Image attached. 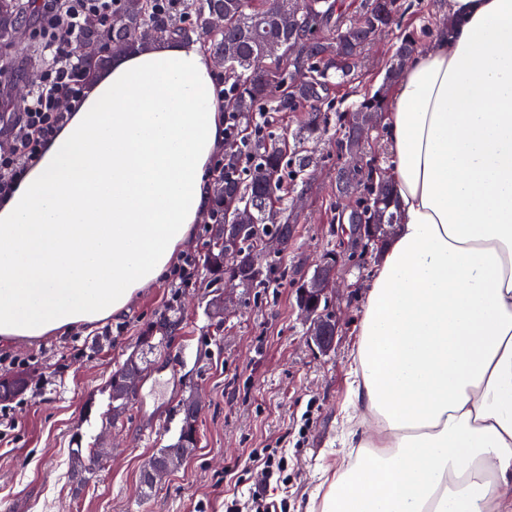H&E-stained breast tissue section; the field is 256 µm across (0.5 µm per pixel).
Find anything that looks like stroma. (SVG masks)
I'll use <instances>...</instances> for the list:
<instances>
[{
  "instance_id": "stroma-1",
  "label": "stroma",
  "mask_w": 512,
  "mask_h": 512,
  "mask_svg": "<svg viewBox=\"0 0 512 512\" xmlns=\"http://www.w3.org/2000/svg\"><path fill=\"white\" fill-rule=\"evenodd\" d=\"M35 25L24 20L23 36L0 67V113L12 109L10 89L31 86L39 70L29 55ZM330 141L322 134L306 138L303 148L315 165L304 181L284 185L285 200L303 201L288 211L293 235L279 259L301 274L326 253L339 254L342 280L329 300L342 320L334 347L322 353L308 343L295 282L276 273L263 287L237 289V310L220 329L206 312L212 295L206 276L186 287L167 274L143 288L121 318L62 336L0 341V374L35 379L11 402L13 423L0 432V512H225L234 502L248 507L256 491L283 512H308L323 471L342 460L340 410L377 260L373 251L359 262L341 250L335 209L341 161ZM173 308L181 315L178 329L152 355L133 404L117 426L107 427L113 372ZM190 395L201 405L198 444L165 482L142 493L140 471L177 437L174 412ZM77 436L108 451L79 491L70 475ZM261 449L282 460L280 476L268 477L253 460Z\"/></svg>"
}]
</instances>
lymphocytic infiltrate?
Masks as SVG:
<instances>
[{
    "mask_svg": "<svg viewBox=\"0 0 512 512\" xmlns=\"http://www.w3.org/2000/svg\"><path fill=\"white\" fill-rule=\"evenodd\" d=\"M116 0H40L39 27H52L44 40L45 63L27 107L0 115V201L14 191L44 146L68 121L84 88L83 63L75 50L91 21L108 20Z\"/></svg>",
    "mask_w": 512,
    "mask_h": 512,
    "instance_id": "lymphocytic-infiltrate-1",
    "label": "lymphocytic infiltrate"
}]
</instances>
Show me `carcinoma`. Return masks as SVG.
I'll use <instances>...</instances> for the list:
<instances>
[{
  "instance_id": "obj_1",
  "label": "carcinoma",
  "mask_w": 512,
  "mask_h": 512,
  "mask_svg": "<svg viewBox=\"0 0 512 512\" xmlns=\"http://www.w3.org/2000/svg\"><path fill=\"white\" fill-rule=\"evenodd\" d=\"M290 6L291 0H121L112 21H101L87 34V39L103 43L104 50L114 53L157 36L189 39L199 35L213 54L227 56L224 93L236 98L237 110L227 130L225 141L230 151L224 156L223 174L215 184L208 234L199 256L210 285L231 275L238 276L245 288H257L267 281L273 266L247 275L225 259L223 226L237 205L248 201L255 208L257 227L240 236L241 248L255 247V238L260 235L288 241L292 225L279 195L283 172L289 168L297 178L306 175L314 164L305 151L286 150L284 143L265 135L255 123L254 115L264 111L267 104L269 85L277 83L288 89L283 105L303 113V132L326 131L328 86L354 80L357 56L370 36L385 26L384 15L398 11L406 15L411 9L405 0H364L359 15L352 18L342 0H301L298 25L288 33L278 27L276 13ZM30 13V0H6V8L0 9V56L14 43L16 21ZM217 16L224 18L221 29L212 26ZM325 29L333 31L332 38L321 36ZM396 39L382 86L374 92L364 90L351 109L336 113L337 133L332 145L336 156L342 155L359 114L385 110L388 91L402 68L396 55H410L419 47L418 38L407 27L400 29ZM258 60L268 62L265 69H255ZM336 208L348 212L355 224H395L398 220L393 186L380 183L376 165L371 163L354 181L338 180ZM127 366L123 363L112 374L109 385V417L114 422L131 402L120 388ZM180 412L177 438L156 449L148 465L163 463L175 453L187 457L196 448L188 400L181 401ZM98 465L93 449H84L80 443L71 449V477L76 488L89 481Z\"/></svg>"
}]
</instances>
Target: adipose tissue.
Instances as JSON below:
<instances>
[{
    "mask_svg": "<svg viewBox=\"0 0 512 512\" xmlns=\"http://www.w3.org/2000/svg\"><path fill=\"white\" fill-rule=\"evenodd\" d=\"M443 14L386 101L398 226L357 324L345 464L316 512H512V0ZM223 147L199 42L94 68L0 203V338L122 317L208 209Z\"/></svg>",
    "mask_w": 512,
    "mask_h": 512,
    "instance_id": "1",
    "label": "adipose tissue"
}]
</instances>
